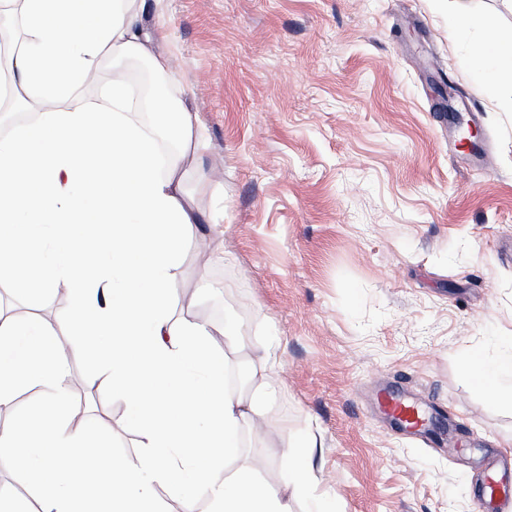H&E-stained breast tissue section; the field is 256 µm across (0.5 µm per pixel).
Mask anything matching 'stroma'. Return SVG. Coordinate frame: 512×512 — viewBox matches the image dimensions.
<instances>
[{
  "label": "stroma",
  "instance_id": "35a3bbf8",
  "mask_svg": "<svg viewBox=\"0 0 512 512\" xmlns=\"http://www.w3.org/2000/svg\"><path fill=\"white\" fill-rule=\"evenodd\" d=\"M151 48L171 60L167 92L196 117L204 148L183 172L202 222L186 235L168 308L215 335L226 367L252 369L262 405L242 456L281 483L287 443L312 433L321 493L341 512L478 510L472 485L491 448L512 451V405L479 392L462 354L512 336V102L476 81L451 16L512 32V0H130ZM479 115L486 162L459 144L447 108ZM12 313L59 338L66 281L0 283ZM72 403L111 453L140 452L139 428L89 357L74 356ZM442 405L463 452L400 430L389 389Z\"/></svg>",
  "mask_w": 512,
  "mask_h": 512
}]
</instances>
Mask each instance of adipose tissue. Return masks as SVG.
Instances as JSON below:
<instances>
[{
  "label": "adipose tissue",
  "instance_id": "ef3b65f1",
  "mask_svg": "<svg viewBox=\"0 0 512 512\" xmlns=\"http://www.w3.org/2000/svg\"><path fill=\"white\" fill-rule=\"evenodd\" d=\"M77 6L87 18L81 26ZM20 15L24 47L0 64V88L13 92L17 107L41 91L48 107L39 124L0 138V280L17 278L14 258L43 242L37 282L67 279L74 303L64 343L36 320L0 314V404L24 386L51 392L34 418L0 430V458L31 486L40 512H163L159 490L177 494L188 483L206 494L212 512H292L298 497L310 512H336L303 461L283 459L276 491L258 481V465L238 464L242 423L262 413L225 389L211 326L173 322L167 311L184 234L198 221L183 190L184 167L203 146L194 115L173 111L166 97L153 100L154 112L177 116L178 151L161 176L155 132L126 118L122 78H113L103 103L74 102L106 61L144 57L164 75L167 57L152 51L122 0H20ZM475 26L485 36L473 58L493 75L512 76V34L479 17L451 30ZM502 344L495 359L476 350L462 363L477 389L493 396L512 383V337ZM74 354L94 358L129 406L142 432L136 458L112 455L99 432L67 424Z\"/></svg>",
  "mask_w": 512,
  "mask_h": 512
}]
</instances>
